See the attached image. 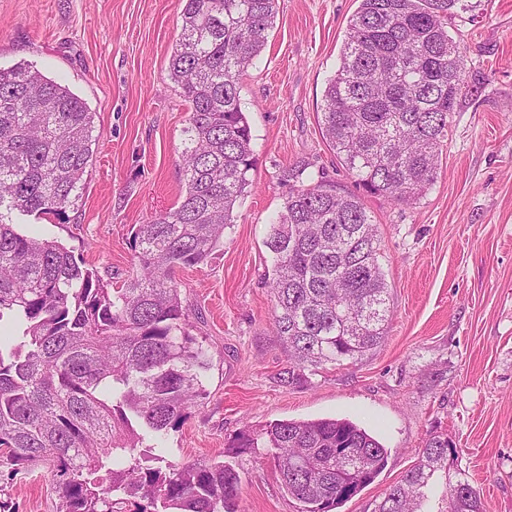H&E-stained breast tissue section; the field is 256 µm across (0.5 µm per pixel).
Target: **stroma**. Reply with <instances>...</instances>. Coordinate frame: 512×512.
<instances>
[{"label":"stroma","mask_w":512,"mask_h":512,"mask_svg":"<svg viewBox=\"0 0 512 512\" xmlns=\"http://www.w3.org/2000/svg\"><path fill=\"white\" fill-rule=\"evenodd\" d=\"M358 0H279L268 45L240 79L252 135L253 186L204 264L177 272L193 336L211 355L207 396L163 446L178 463L222 462L240 475V512H298L269 456L230 453L243 427L345 418L387 450L372 483L337 512H375L433 434L484 512H512V0H481L449 26L470 91L448 120L442 164L416 203L364 193L322 137L317 114ZM182 0H0V68L25 62L66 85L98 137L80 197L64 217H16L20 232L73 251L120 286L134 267L131 230L185 189L189 105L168 72ZM308 165L336 192L360 195L380 239L391 290L387 337L352 364L284 380L265 275L269 224ZM15 512H56L46 469L0 475Z\"/></svg>","instance_id":"35a3bbf8"}]
</instances>
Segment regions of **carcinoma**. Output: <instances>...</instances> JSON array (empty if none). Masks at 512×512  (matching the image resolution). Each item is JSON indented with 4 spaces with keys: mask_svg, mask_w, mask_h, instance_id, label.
<instances>
[{
    "mask_svg": "<svg viewBox=\"0 0 512 512\" xmlns=\"http://www.w3.org/2000/svg\"><path fill=\"white\" fill-rule=\"evenodd\" d=\"M169 76L190 104L178 205L131 230L136 272L109 288L56 241L13 217H61L92 156L93 115L69 88L19 63L0 68V466L49 464L59 512H238L239 473L180 464L161 440L207 395L210 357L190 332L177 270L206 262L252 186L242 73L265 49L278 0H183ZM464 0H360L318 114L336 159L367 192L419 200L440 167L448 115L469 92L448 32ZM273 331L288 378L354 362L385 339L390 289L361 199L322 176L293 187L265 240ZM152 444L144 445L145 440ZM273 456L300 512H335L370 484L387 450L347 419L280 420L233 441ZM450 444L429 438L377 512H430ZM448 512H482L462 477Z\"/></svg>",
    "mask_w": 512,
    "mask_h": 512,
    "instance_id": "carcinoma-1",
    "label": "carcinoma"
}]
</instances>
